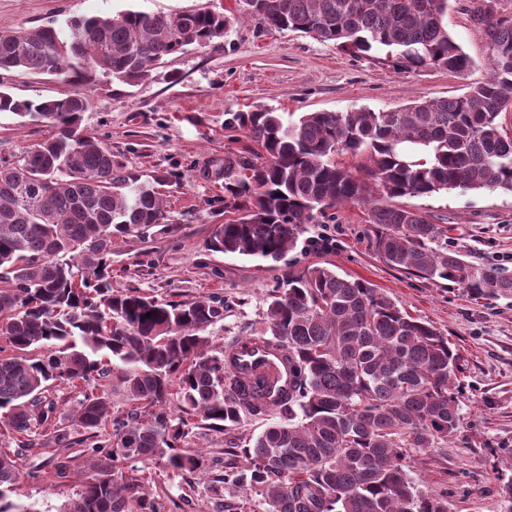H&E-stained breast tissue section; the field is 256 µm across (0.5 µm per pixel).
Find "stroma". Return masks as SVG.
I'll use <instances>...</instances> for the list:
<instances>
[{
	"instance_id": "1",
	"label": "stroma",
	"mask_w": 512,
	"mask_h": 512,
	"mask_svg": "<svg viewBox=\"0 0 512 512\" xmlns=\"http://www.w3.org/2000/svg\"><path fill=\"white\" fill-rule=\"evenodd\" d=\"M474 0H450L449 34L472 59L469 71L397 70L384 52L350 53L335 42L297 31L268 28L252 19L244 0H0V32L112 15L125 10L175 15L209 9L229 16L223 38L189 47L156 65L138 86L97 76L87 95L82 124L111 147L127 168L147 179L162 173L170 216L168 231L112 242V287L138 288L169 301L222 295L227 309L212 327L222 348L266 326L268 297L277 279L317 263L341 277L369 282L412 317L434 325L460 357L455 383L462 423L439 448L416 449L407 458L421 489L448 493L450 512H512L501 494L512 477V296L482 300L459 285L430 281L386 264L373 250L368 208L343 204L335 218L308 230L277 264L215 253L207 242L225 220L224 181L213 172L229 152L251 142L224 128L230 114L256 108L279 112L386 110L467 92L487 76L484 35L470 20ZM0 89L15 98L59 95L46 75L0 71ZM49 135V129L0 112V162L15 160ZM401 206L435 215L448 229V248L474 264L512 275V193L452 190L404 197ZM276 412L247 416L217 431L192 417L188 447L218 460L225 449L246 447ZM140 479L158 512H269L258 489L226 484L213 491L207 476L169 478L162 463L139 464ZM76 474L51 482L24 481L17 502L37 512H66L80 490Z\"/></svg>"
}]
</instances>
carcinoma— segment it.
Instances as JSON below:
<instances>
[{"mask_svg": "<svg viewBox=\"0 0 512 512\" xmlns=\"http://www.w3.org/2000/svg\"><path fill=\"white\" fill-rule=\"evenodd\" d=\"M471 20L484 34L489 76L466 93L395 109L238 112L225 129L254 146L224 156V213L208 247L277 262L305 232L344 203L370 206L371 246L390 266L445 280L470 296L512 294V275L481 268L440 246L448 229L389 199L448 190L512 193V15L477 0ZM255 20L334 41L353 52L384 51L396 67L462 74L470 58L448 33L449 0H246ZM227 17L208 10L177 17L136 11L67 19L57 27L0 33V70L53 75L69 91L38 101L0 90V112L49 127L38 148L0 166V429L18 448L0 449V512H36L12 499L19 482L72 468L82 491L68 512H156L122 462L155 457L174 475L207 472L214 486L266 492L270 512H449L448 494L420 489L405 459L436 448L461 423L452 380L460 356L448 339L371 284L326 266L276 282L266 331L251 340L288 354V392L267 402L252 378L212 346L224 298L172 302L112 290V240L168 230L157 185L143 181L82 127L86 88L97 75L129 87L190 46L224 37ZM359 158L350 169L336 160ZM121 364L129 411H109L98 382ZM79 389L65 412L48 398ZM187 407L222 430L270 410L254 445L226 450L244 469H220L184 448ZM112 428L109 437L101 430ZM66 456L25 467L23 452L44 433Z\"/></svg>", "mask_w": 512, "mask_h": 512, "instance_id": "obj_1", "label": "carcinoma"}]
</instances>
